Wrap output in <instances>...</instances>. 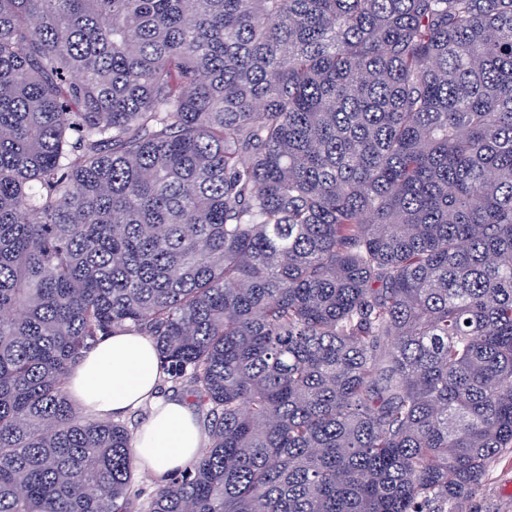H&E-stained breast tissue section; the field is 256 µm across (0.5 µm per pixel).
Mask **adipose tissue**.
<instances>
[{"label":"adipose tissue","instance_id":"ef3b65f1","mask_svg":"<svg viewBox=\"0 0 512 512\" xmlns=\"http://www.w3.org/2000/svg\"><path fill=\"white\" fill-rule=\"evenodd\" d=\"M162 377L153 341L134 332L107 336L86 353L67 384L84 413L99 420L122 417L153 402L148 422L136 434L133 453L141 469L162 484L198 453L203 435L192 411L177 400H156Z\"/></svg>","mask_w":512,"mask_h":512}]
</instances>
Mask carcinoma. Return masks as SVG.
I'll list each match as a JSON object with an SVG mask.
<instances>
[{"label": "carcinoma", "mask_w": 512, "mask_h": 512, "mask_svg": "<svg viewBox=\"0 0 512 512\" xmlns=\"http://www.w3.org/2000/svg\"><path fill=\"white\" fill-rule=\"evenodd\" d=\"M158 349L147 494L69 375ZM512 449V0H0V512H464ZM178 400L157 401L148 422L136 434L133 453L138 461L142 460L141 470L156 484H163L178 470H182L207 443L203 420ZM139 470L136 484L146 493L156 488L149 478Z\"/></svg>", "instance_id": "obj_1"}]
</instances>
